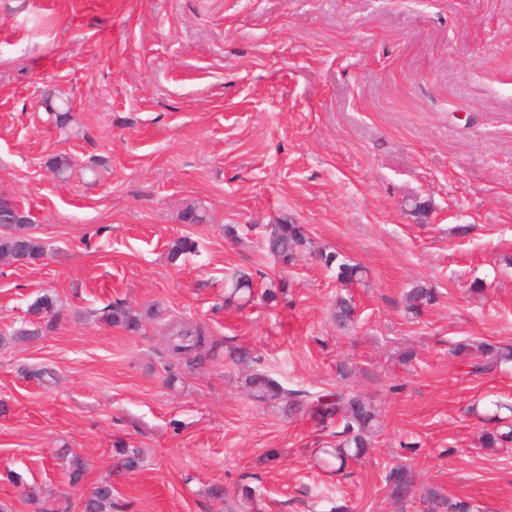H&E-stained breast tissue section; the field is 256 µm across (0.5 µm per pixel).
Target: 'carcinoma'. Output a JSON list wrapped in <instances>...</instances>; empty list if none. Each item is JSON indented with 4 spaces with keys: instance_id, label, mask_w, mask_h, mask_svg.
I'll use <instances>...</instances> for the list:
<instances>
[{
    "instance_id": "obj_1",
    "label": "carcinoma",
    "mask_w": 512,
    "mask_h": 512,
    "mask_svg": "<svg viewBox=\"0 0 512 512\" xmlns=\"http://www.w3.org/2000/svg\"><path fill=\"white\" fill-rule=\"evenodd\" d=\"M18 203L10 197L0 195V262L9 264H36L47 254V246L43 239L34 233L32 216L19 217ZM309 239L302 224H295L282 219L275 224L267 225L264 239L265 250L274 261L286 265L295 259L296 254L307 249ZM196 243L188 236L174 239L169 245V256L176 259L195 251ZM325 267H336V279L347 287L362 281L364 268L360 265L336 263L333 254L320 255ZM253 299V283L248 274H238L231 278L227 301H240L245 305ZM435 301L434 291L418 285L411 288L404 296L405 310L413 317L419 316ZM28 315L36 319V328H21L0 337V343L15 341L20 337L38 336L43 332L54 330L60 320L57 299L44 294L36 298L28 307ZM356 307L351 296L341 295L336 300L333 319L336 327L346 330L355 322ZM156 315L150 308L145 313L132 311L125 303L116 300L106 306L102 320L110 325L120 326L126 331L138 334L143 329L145 320ZM222 342L212 338L205 327L193 323H178L169 330V346L172 352L191 367L203 360L215 356ZM453 353L465 359L464 365L472 374H484L493 364L512 360V347L496 346L491 343H480L476 346L460 342ZM226 356L238 364L259 362V357L251 349L243 346H229ZM245 387L253 399L258 402H277L283 405L287 414L304 408L323 427L334 426L337 431L336 443L332 448H321V464L336 473L344 471L351 460L359 459L369 447V437L379 427V414L373 403L364 396L348 389L336 391H320L310 393L289 390L269 374L258 371L245 378ZM512 441V430L505 432L487 430L482 434V446L498 448ZM117 467L125 471H133L139 467L140 450L129 448L125 444L116 445ZM69 481L77 485L83 480L87 468L84 461L73 455L66 463ZM386 485L391 497L403 503L414 495L424 506L423 512H472L470 502L450 498L439 489L428 486L416 491V481L411 470L403 465H395L385 475ZM255 496V491L247 484L237 487L235 501L237 506L227 507L228 512L244 509ZM112 484L102 481L95 486L84 502V512H111Z\"/></svg>"
}]
</instances>
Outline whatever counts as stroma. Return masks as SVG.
<instances>
[{
    "label": "stroma",
    "mask_w": 512,
    "mask_h": 512,
    "mask_svg": "<svg viewBox=\"0 0 512 512\" xmlns=\"http://www.w3.org/2000/svg\"><path fill=\"white\" fill-rule=\"evenodd\" d=\"M1 193L48 251L0 263V336L42 294L62 315L0 345V512H34L32 489L81 512L104 479L112 512H227L209 488L244 483L252 512H420L390 497L396 464L477 512H512V445L479 442L512 428V362L474 375L451 352L512 344V0H0ZM190 206L201 223H183ZM284 217L311 247L281 267L262 237ZM180 236L198 250L174 261ZM325 252L363 281L343 289ZM240 270L276 300L225 306ZM417 284L436 300L414 319ZM345 290L344 333L331 309ZM117 299L250 346L284 387L350 386L378 409L371 447L348 477L326 473L335 439L309 414L253 400L223 356L185 368L165 320L104 323ZM118 441L141 468L114 469ZM64 449L88 463L79 485ZM356 307L351 296L341 295L336 300L333 319L336 327L346 330L355 322Z\"/></svg>",
    "instance_id": "1"
}]
</instances>
